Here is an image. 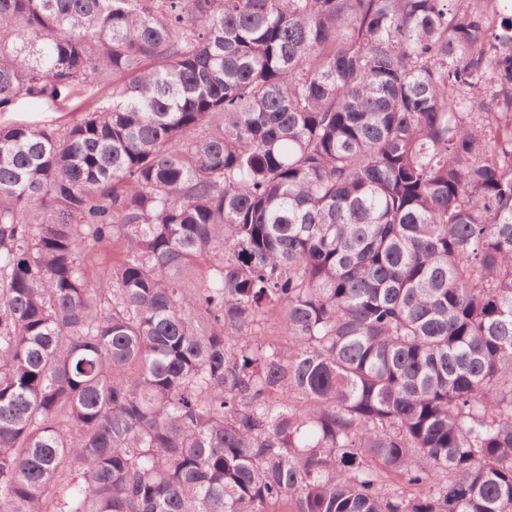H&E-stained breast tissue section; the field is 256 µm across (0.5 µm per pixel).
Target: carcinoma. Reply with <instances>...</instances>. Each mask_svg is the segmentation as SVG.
Instances as JSON below:
<instances>
[{
    "label": "carcinoma",
    "mask_w": 512,
    "mask_h": 512,
    "mask_svg": "<svg viewBox=\"0 0 512 512\" xmlns=\"http://www.w3.org/2000/svg\"><path fill=\"white\" fill-rule=\"evenodd\" d=\"M21 100L0 512H512L509 0H0ZM74 103L62 105L60 109L49 108L47 105L33 104L28 102H20L16 106L15 112L2 115V120L5 119H24L34 121H60L65 122L70 119L72 114H69Z\"/></svg>",
    "instance_id": "1"
}]
</instances>
